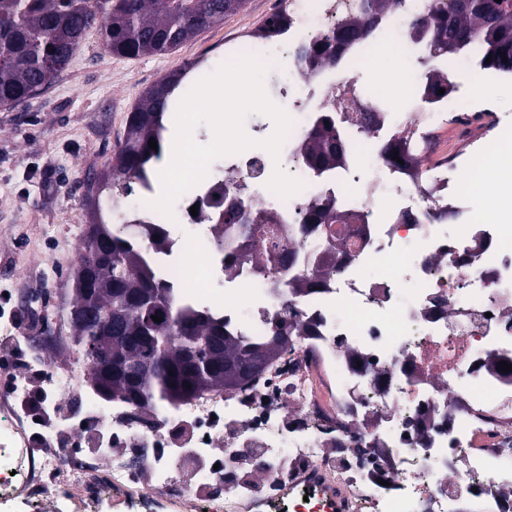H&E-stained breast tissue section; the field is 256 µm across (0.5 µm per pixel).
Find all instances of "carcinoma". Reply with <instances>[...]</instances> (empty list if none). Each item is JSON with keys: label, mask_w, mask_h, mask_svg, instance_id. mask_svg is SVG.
<instances>
[{"label": "carcinoma", "mask_w": 512, "mask_h": 512, "mask_svg": "<svg viewBox=\"0 0 512 512\" xmlns=\"http://www.w3.org/2000/svg\"><path fill=\"white\" fill-rule=\"evenodd\" d=\"M247 0H0V109L10 110L35 97L54 77L68 68L91 30L100 32L104 48L112 55L138 58L176 51L201 31L242 10ZM405 0H357V9L341 16L324 41L300 55L301 74L310 78L336 65L339 51L364 37L390 11ZM293 19L285 10L270 15L255 36L273 38L288 32ZM409 35L426 44L425 97L451 88L448 73L436 61L452 53H470L482 67L512 75V54L502 62V48H512V10L496 8L488 0H435L426 21L416 23ZM490 62H485L487 56ZM187 69L175 70L146 89L128 113L121 145L112 165L89 178L86 198L93 205L80 262L62 289L59 318L68 327L65 348L80 354L83 374L96 393L141 409L165 407L196 394L220 390L234 394L266 374L297 339L312 336V321L270 318L271 335L261 341L242 336L224 322L215 308L201 307L177 298V290L160 277L155 255L169 243L163 229L138 215L113 228L112 212L135 192L154 190L155 166L163 160L170 113L176 111L178 91ZM346 116L332 106L322 109L314 130L301 143L300 156L315 171L339 169L347 163L336 135ZM156 140L158 149L148 147ZM398 155L400 161L393 160ZM391 165L418 173L423 159L399 136L383 144ZM200 221L212 225L224 268H250L275 276L283 269L256 247L255 233L273 220L262 208L241 203L237 212L226 211L223 194H208ZM344 217L332 198L312 201L302 216L304 224H325ZM335 262V250L325 249L320 267L308 277L292 276L286 292L299 298L311 290V278L321 277ZM97 312L79 325L72 313L89 303ZM158 316L162 321L155 322ZM107 331L112 351L122 364L139 371L137 399L129 398L125 376L104 368L89 348L94 337Z\"/></svg>", "instance_id": "obj_1"}]
</instances>
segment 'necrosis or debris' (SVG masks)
I'll return each mask as SVG.
<instances>
[{"label": "necrosis or debris", "instance_id": "necrosis-or-debris-1", "mask_svg": "<svg viewBox=\"0 0 512 512\" xmlns=\"http://www.w3.org/2000/svg\"><path fill=\"white\" fill-rule=\"evenodd\" d=\"M429 7V0H409L407 10L389 15L345 50L336 67L305 82L294 78L298 55L321 42L335 0H303L276 53L236 38L224 43L225 59L255 55L289 74L288 82L268 88L293 120L278 167L306 187L287 199L272 193L267 182L274 166L258 146L225 156L223 165L210 167L177 200L174 219L155 214L172 244L160 268L181 298L218 308L244 335L267 336L276 313L317 324L316 335L287 350L270 376L244 391L230 397L204 392L162 413L206 427L223 421L225 429L251 432L257 460L286 455L296 461L272 494L230 495L224 512H325L326 488L348 494L351 512H455L465 502L477 503L478 512H512V496L500 490L512 486V371L498 369L500 361L512 364V224L485 222L476 211L469 223L447 226L438 208L428 205L436 195L449 213H458L472 197L470 184L483 174V160L426 182L399 173L382 154L386 136H406L426 156L449 123L468 134L465 104L454 93L422 102L412 80L406 85L418 99L412 111L384 110L370 90L356 122L344 130V168L320 176L296 155L327 100L323 88L359 80L377 42L394 43L401 55L418 59L422 46L408 28ZM370 125L375 134L367 133ZM219 184L230 196L246 185L250 200L276 216L297 252L291 273L310 271L324 235L345 242L347 251L337 256L326 287L291 300L273 280L249 270L225 273L209 225L190 213ZM324 195L335 198L347 223L303 228L302 211ZM451 248L474 250L473 262L446 258ZM276 389L299 403L298 416L286 419L268 404ZM140 414L139 408L116 405L99 417L103 428L163 452V433L141 423ZM2 440L9 448L0 461V493L39 502L43 512H88L115 494L133 512L203 510L199 499L176 487L146 497L123 459L100 469L66 455L32 456L19 417L0 424ZM326 446L340 449V456L323 457ZM51 474L63 485L60 495L47 492Z\"/></svg>", "mask_w": 512, "mask_h": 512}]
</instances>
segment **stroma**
Segmentation results:
<instances>
[{
	"label": "stroma",
	"mask_w": 512,
	"mask_h": 512,
	"mask_svg": "<svg viewBox=\"0 0 512 512\" xmlns=\"http://www.w3.org/2000/svg\"><path fill=\"white\" fill-rule=\"evenodd\" d=\"M287 7L286 0H248L241 12L161 56L111 55L98 32L90 31L69 68L39 95L12 110H0V335L6 324L26 319L29 310L43 309L36 329L23 341L28 357L75 361V352L58 349L53 342L54 315L58 292L73 267L70 256L89 222L86 175L111 164L126 115L147 88L194 61L218 67L226 38L251 39L271 14ZM483 85L480 67L461 71L456 91L485 118L474 126L471 137L460 136L452 127L441 133L455 162H463L473 150L474 139L488 129L512 122V76L498 80L486 95L481 92ZM94 397L88 385L67 395L75 412L65 426L67 435L84 440L83 457H97L100 463L112 457L133 458L135 481L147 493L159 490L153 471L161 459L167 462L172 481L215 507L223 505L228 491L256 490L266 481L265 469L250 460L226 467V474L234 478L232 485L200 480L199 471L209 469L222 453L188 454L183 444L195 427L188 419L165 421L163 457L131 447L122 435L113 438L110 450L100 451L97 435L84 432L77 414L80 401Z\"/></svg>",
	"instance_id": "35a3bbf8"
}]
</instances>
